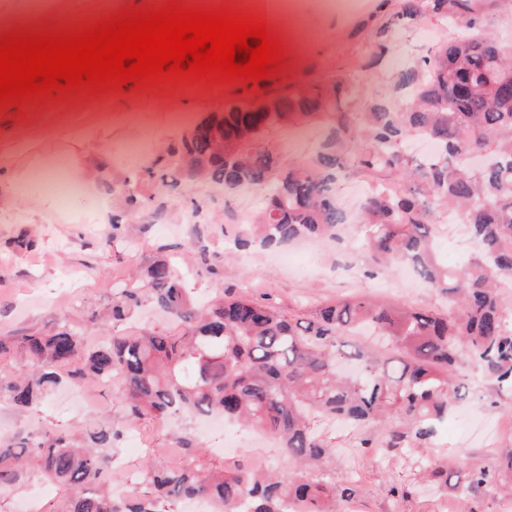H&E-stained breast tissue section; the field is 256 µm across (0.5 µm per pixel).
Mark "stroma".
<instances>
[{"label": "stroma", "instance_id": "obj_1", "mask_svg": "<svg viewBox=\"0 0 512 512\" xmlns=\"http://www.w3.org/2000/svg\"><path fill=\"white\" fill-rule=\"evenodd\" d=\"M165 2L46 0L35 17L28 0H0V34L79 29L125 8L156 10ZM398 9V0H362L349 17L310 9L299 24L303 42L284 47L278 74L256 83L182 80L141 87L130 82L98 94L82 88L71 95L1 106L0 141L32 143L31 151L19 159L20 168L37 171L43 159L51 158L81 182L80 171L72 167L73 157L79 155L85 168L99 177L94 185H84L81 194L55 204L48 216L37 206L44 192L32 187L25 197L0 204V338L48 336L67 321L90 350L104 337L128 336L143 326L173 331L169 317L151 307L116 323L106 319L114 283L134 284L144 267L161 258L180 267L200 306L220 293L247 295L268 298L283 313L295 314L368 290L385 304L441 308L439 296L401 269L369 280L359 260L348 252L336 253L328 242L306 241L276 252L256 248L243 257L234 254L228 242L241 232L245 217L261 210L262 192L251 188L227 194L188 177L179 166L185 136L204 117L222 111L227 103L266 92L340 80L346 87L341 103L351 116L379 100L393 108L406 104L411 94L398 88L399 71L436 44L464 37L468 30L438 16L406 23L396 19ZM383 25L388 28L385 41L390 50L376 63L372 44ZM184 100L191 110L179 120L174 109ZM72 101L79 103V110L63 111V104ZM50 108L56 115L47 129L40 119ZM118 113L124 122L98 134L103 117ZM333 121V113L321 112L305 121L270 127L259 142L276 150L284 163L301 162L319 149ZM105 204L112 210L110 225L97 219ZM471 402L465 414L449 416L432 447L403 448L387 459L376 449L359 445L364 437L382 440L385 431L379 426L320 424L334 447L327 476L353 485L359 512H451L447 488L421 479L429 458L448 459L463 452L477 466L512 444V429L499 426L512 413V391L498 389L478 371ZM105 417L123 423L124 409L109 386L93 381L61 388L23 411L0 400V442L12 445L32 433L74 435L82 425ZM183 429L191 438L202 439L205 458L213 464L247 467L260 456L269 466L288 467L271 435L232 427L221 436L205 434L188 417L179 416L162 426L150 420L128 426L114 444L113 480L136 471L149 448L169 447L173 432ZM400 488L410 489V496H397Z\"/></svg>", "mask_w": 512, "mask_h": 512}]
</instances>
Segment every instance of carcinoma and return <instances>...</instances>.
Segmentation results:
<instances>
[{
  "label": "carcinoma",
  "instance_id": "obj_1",
  "mask_svg": "<svg viewBox=\"0 0 512 512\" xmlns=\"http://www.w3.org/2000/svg\"><path fill=\"white\" fill-rule=\"evenodd\" d=\"M397 18L437 14L461 20L473 35L440 45L404 68L398 87L413 91L406 112L374 103L353 124L341 110L342 82L231 104L192 129L183 163L193 177L236 191L265 193L258 221L235 240L246 248L334 238L356 226L354 247L370 271L394 262L448 304L438 312L376 304L363 294L306 314L285 316L255 298L219 299L199 309L165 259L147 266L134 288L112 293V320L150 302L176 322L172 334L144 329L84 351L72 325L50 336H23L31 365L0 373V400L26 408L64 382L120 381L125 423L163 420L189 410L276 436L286 470L208 471L199 449L175 436L183 459L146 458L128 493L112 495V447L123 430L107 420L86 429L89 446L66 434L32 435L0 447V499L34 481L64 489L59 512H177L184 499L207 497L217 512H339L355 490L324 474L330 442L317 418L389 431L385 447H428L448 413L470 397L472 372L512 389V46L481 34L478 0H400ZM337 113L322 150L285 166L270 148L240 145L290 117ZM416 135L437 146L420 161L404 150ZM355 168L388 171L399 187H374L351 217L336 203V177ZM467 224L476 257L450 267L437 245L441 211ZM429 473L453 483L464 502L512 489V448L484 466L458 457Z\"/></svg>",
  "mask_w": 512,
  "mask_h": 512
}]
</instances>
